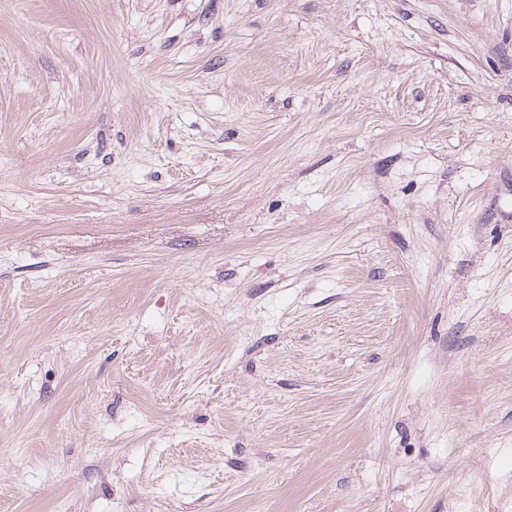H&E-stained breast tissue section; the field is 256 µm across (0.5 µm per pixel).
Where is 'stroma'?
<instances>
[{"label":"stroma","instance_id":"obj_1","mask_svg":"<svg viewBox=\"0 0 512 512\" xmlns=\"http://www.w3.org/2000/svg\"><path fill=\"white\" fill-rule=\"evenodd\" d=\"M512 512V0H0V512Z\"/></svg>","mask_w":512,"mask_h":512}]
</instances>
